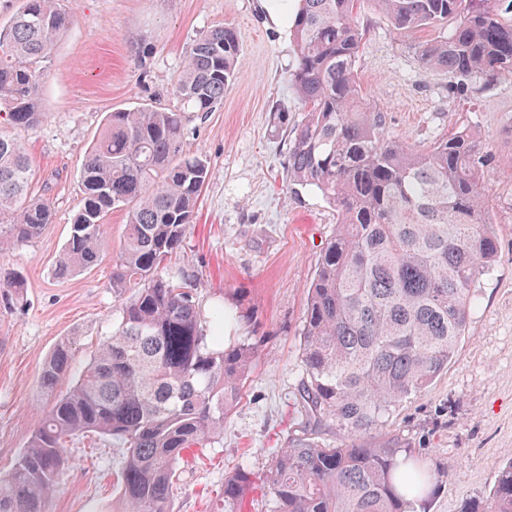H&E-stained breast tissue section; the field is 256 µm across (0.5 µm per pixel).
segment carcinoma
I'll use <instances>...</instances> for the list:
<instances>
[{
  "instance_id": "obj_1",
  "label": "carcinoma",
  "mask_w": 512,
  "mask_h": 512,
  "mask_svg": "<svg viewBox=\"0 0 512 512\" xmlns=\"http://www.w3.org/2000/svg\"><path fill=\"white\" fill-rule=\"evenodd\" d=\"M357 2L298 0L288 20V82L305 109L289 141L288 185L321 193L336 210V231L308 285L300 343L306 378L296 400L305 422L265 473L272 512H419L431 473L413 449L367 434L448 371L468 333L476 288L498 256L483 193L485 144L461 127L419 150L389 132L383 108L362 102ZM373 3L400 35L441 31L415 54L426 70L448 74L457 95L477 80L512 79V0ZM70 23L59 0H21L0 27V112L9 125L39 122L44 62ZM239 55L233 29H210L175 84L181 109L139 105L107 115L80 171L82 206L56 274L97 266L105 218L124 208L112 261L120 322L0 475V512H48L67 443L87 433L121 449L112 512H172L185 451L224 433L259 342L225 341L234 314L220 305L203 316L167 261L183 246L208 173L206 159L184 148L185 112H211L223 101ZM30 176L26 149L0 131V250L53 222L50 202L30 194ZM71 360V342L59 343L42 368L45 389L70 372ZM325 419L347 440L321 439ZM251 486L244 467L224 477L213 512H241ZM462 512H512V460L489 496Z\"/></svg>"
}]
</instances>
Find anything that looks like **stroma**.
Segmentation results:
<instances>
[{
  "mask_svg": "<svg viewBox=\"0 0 512 512\" xmlns=\"http://www.w3.org/2000/svg\"><path fill=\"white\" fill-rule=\"evenodd\" d=\"M73 22L48 54L39 123L14 129L33 167V196L48 198L54 221L42 234L0 251V270L24 280L0 291V474L7 473L52 402L42 389L44 359L63 341L81 368L119 323L112 256L127 213L107 218L103 259L61 278L56 262L81 207L79 173L107 113L135 104L174 109L173 93L200 34L235 28L239 76L213 111L187 115L183 141L206 157L208 176L183 249L170 266L184 272L202 310L218 302L241 314L236 336H263L253 372L224 433L190 451L179 470L173 512H210L224 476L245 466L256 479L244 512H271L263 481L271 455L302 418L295 398L305 377L300 341L306 286L336 212L314 190L290 188L285 162L304 110L288 85L294 58L287 22H272L263 0H64ZM358 21L366 43L356 69L364 97L383 107L394 135L418 149L468 125L492 160L483 190L499 253L480 282L467 336L437 381L390 414L381 434L415 449L435 475L429 512H460L489 493L512 459V81L460 99L446 74L426 71L413 46L432 28L396 34L372 0ZM119 449L87 435L68 444L69 463L49 512H110Z\"/></svg>",
  "mask_w": 512,
  "mask_h": 512,
  "instance_id": "stroma-1",
  "label": "stroma"
}]
</instances>
